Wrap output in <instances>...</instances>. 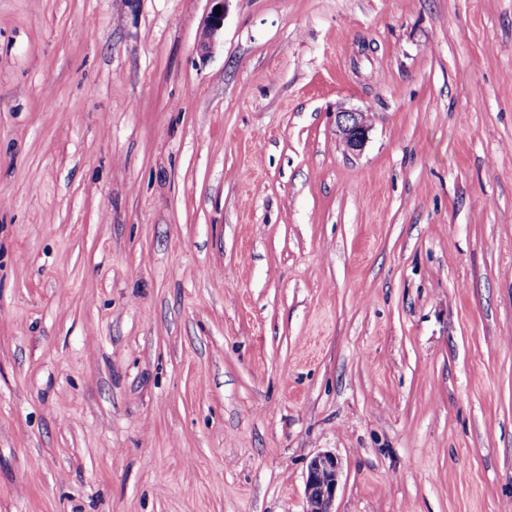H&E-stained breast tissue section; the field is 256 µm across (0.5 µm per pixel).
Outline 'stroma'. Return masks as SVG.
<instances>
[{
  "mask_svg": "<svg viewBox=\"0 0 512 512\" xmlns=\"http://www.w3.org/2000/svg\"><path fill=\"white\" fill-rule=\"evenodd\" d=\"M209 10L0 0V512H512V0ZM227 0H209L212 4L209 15L205 23L202 38L199 42V50L203 55L209 53L211 45L213 43L214 36L224 25V7ZM216 6H221L219 15H216ZM336 129L345 150L359 154L368 140L371 125L364 112L341 111L336 116ZM342 472V462L333 452L318 453L305 477L304 512H336L334 503Z\"/></svg>",
  "mask_w": 512,
  "mask_h": 512,
  "instance_id": "obj_1",
  "label": "stroma"
}]
</instances>
